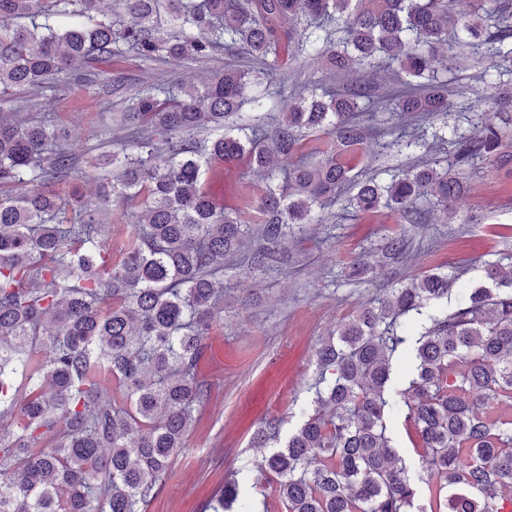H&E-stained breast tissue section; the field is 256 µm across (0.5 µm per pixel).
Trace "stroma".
<instances>
[{
  "mask_svg": "<svg viewBox=\"0 0 512 512\" xmlns=\"http://www.w3.org/2000/svg\"><path fill=\"white\" fill-rule=\"evenodd\" d=\"M229 58L225 51L209 61L176 68L159 61L144 63L127 52L94 64L97 78L92 85L63 75L42 91L16 90L14 105L34 118L52 113L59 133L76 153L78 169L88 177L84 183L60 184L59 190L80 194L93 207L98 203L95 158L110 143L123 140L116 117L128 110L142 77L155 74L170 82L196 81L223 67ZM456 76L462 94L455 100L447 128L426 126L427 133L443 131L450 141L471 133L468 118L480 108L488 84L512 87V71L492 69L483 76L467 69ZM426 157L422 149L364 157L357 172L386 182L391 171L415 166ZM465 174L468 192L457 213L445 217L425 211L424 224L407 230L406 251L397 258L385 259L384 246L388 235L402 229L399 219L384 211H357L343 199L331 207L327 221L310 225L296 241L285 243L259 281L247 276L246 262L225 269L224 321L207 337L200 366L210 390L198 408L185 451L147 512H204L230 475L244 497L261 504L263 496L253 482L264 451L253 447L251 438L269 422L277 424L283 438L298 425L300 407L313 398L316 348L329 331L387 288L434 268L455 265L459 278L447 302L437 307L445 312L481 280L484 263L512 262V167L479 159ZM263 182L259 174L245 175L240 168L222 165L212 176L211 189L221 204L232 208L243 192ZM362 251L380 261V268L348 278V261Z\"/></svg>",
  "mask_w": 512,
  "mask_h": 512,
  "instance_id": "1",
  "label": "stroma"
}]
</instances>
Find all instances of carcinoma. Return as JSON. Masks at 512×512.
<instances>
[{"mask_svg": "<svg viewBox=\"0 0 512 512\" xmlns=\"http://www.w3.org/2000/svg\"><path fill=\"white\" fill-rule=\"evenodd\" d=\"M0 0V98L42 90L125 48L178 65L239 47L197 83L162 79L138 90L118 121L130 145L95 159L105 210L64 202L54 186L78 177L52 120L0 119V512H145L183 453L209 392L198 371L205 338L224 313V267L256 237L250 273L355 190L363 212L422 223L466 194L461 168L512 162V92L493 90L434 160L390 183L358 179L350 158L389 123L391 148L422 145L393 118L425 121L454 109L447 70L512 64V0ZM343 86L302 85L288 111L260 114L261 80L298 59ZM402 89L385 92L389 83ZM265 173L255 214L220 206L207 186L214 162ZM132 233L112 258V223ZM371 255L351 262L359 277ZM454 274L435 268L339 323L316 351L311 407L256 483L284 512H512V266L484 264L483 282L441 316ZM425 323L409 336L400 318ZM412 369L397 391L414 448L411 471L387 433L398 352ZM17 429L5 426L10 419ZM239 484L208 508L224 512Z\"/></svg>", "mask_w": 512, "mask_h": 512, "instance_id": "obj_1", "label": "carcinoma"}]
</instances>
